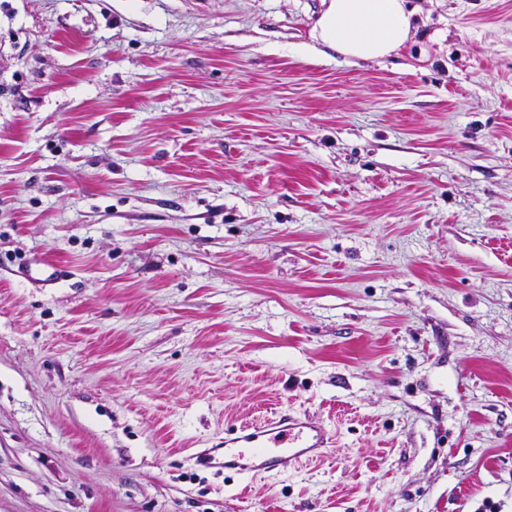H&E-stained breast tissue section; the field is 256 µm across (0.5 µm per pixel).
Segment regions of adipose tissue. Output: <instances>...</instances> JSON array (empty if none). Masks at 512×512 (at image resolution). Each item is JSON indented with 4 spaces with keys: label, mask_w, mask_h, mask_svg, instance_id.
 <instances>
[{
    "label": "adipose tissue",
    "mask_w": 512,
    "mask_h": 512,
    "mask_svg": "<svg viewBox=\"0 0 512 512\" xmlns=\"http://www.w3.org/2000/svg\"><path fill=\"white\" fill-rule=\"evenodd\" d=\"M411 30L405 0H328L311 36L344 58L373 61L397 52Z\"/></svg>",
    "instance_id": "ef3b65f1"
}]
</instances>
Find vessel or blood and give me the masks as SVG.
Here are the masks:
<instances>
[{
    "label": "vessel or blood",
    "mask_w": 512,
    "mask_h": 512,
    "mask_svg": "<svg viewBox=\"0 0 512 512\" xmlns=\"http://www.w3.org/2000/svg\"><path fill=\"white\" fill-rule=\"evenodd\" d=\"M21 272L37 284L56 283L69 275L66 266L44 255L22 263ZM335 433L320 419L293 410L274 412L260 423L245 422L224 431V470L242 477L284 473L325 456Z\"/></svg>",
    "instance_id": "vessel-or-blood-1"
}]
</instances>
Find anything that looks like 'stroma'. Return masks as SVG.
Here are the masks:
<instances>
[{
    "instance_id": "1",
    "label": "stroma",
    "mask_w": 512,
    "mask_h": 512,
    "mask_svg": "<svg viewBox=\"0 0 512 512\" xmlns=\"http://www.w3.org/2000/svg\"><path fill=\"white\" fill-rule=\"evenodd\" d=\"M406 5L0 0V512H512V0ZM281 407L327 457L198 464ZM322 1L327 5L311 37L346 60L390 57L410 38L412 12L406 10L405 0ZM21 272L28 280L40 285L57 283L70 274L68 267L48 255L37 258L33 265L28 262L22 263Z\"/></svg>"
}]
</instances>
